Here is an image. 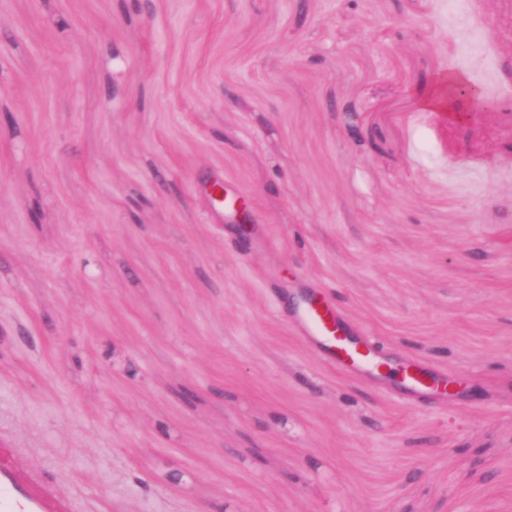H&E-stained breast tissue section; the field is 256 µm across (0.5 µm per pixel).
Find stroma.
Instances as JSON below:
<instances>
[{
	"mask_svg": "<svg viewBox=\"0 0 512 512\" xmlns=\"http://www.w3.org/2000/svg\"><path fill=\"white\" fill-rule=\"evenodd\" d=\"M1 112L0 449L68 512H512V0H0ZM197 190L212 208H223L233 218V224H252L254 217L250 205L241 195L228 196L224 191V181L206 178L197 181ZM307 326L311 333L322 343L330 346H342V343L337 341L333 336H330V331L327 328L326 313L322 307L308 306L306 308Z\"/></svg>",
	"mask_w": 512,
	"mask_h": 512,
	"instance_id": "35a3bbf8",
	"label": "stroma"
}]
</instances>
